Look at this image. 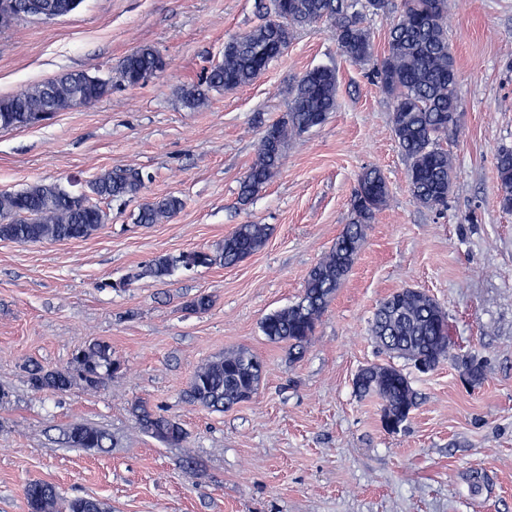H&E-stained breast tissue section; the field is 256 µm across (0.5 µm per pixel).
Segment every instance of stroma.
<instances>
[{
	"instance_id": "35a3bbf8",
	"label": "stroma",
	"mask_w": 512,
	"mask_h": 512,
	"mask_svg": "<svg viewBox=\"0 0 512 512\" xmlns=\"http://www.w3.org/2000/svg\"><path fill=\"white\" fill-rule=\"evenodd\" d=\"M264 20L257 0H82L67 16L0 29V97L71 71L112 82L95 104L0 130V193L38 182L77 192L102 171L134 167L149 177L145 196L184 202L146 227L135 222L138 201H112L89 238L0 241V512H29L23 488L34 481L109 512H512V213L495 167L512 147V0H449L462 117L447 142L455 187L438 211L412 198L371 65L343 56L329 26L297 30L251 84L184 106L182 89ZM144 44L166 65L128 86L120 65ZM317 66L337 72L338 109L293 138L276 176L240 203L262 132ZM366 167L384 174L389 200L303 358L289 362L262 322L297 300L348 223ZM239 224L269 225L264 247L231 267L179 265ZM158 257L175 262L163 281L148 272ZM402 288L448 314L450 354L426 374L371 335L380 300ZM201 293L211 309H188ZM94 341L122 363L103 386L31 387V362L70 368ZM239 348L266 362L257 394L224 413L190 404L194 373ZM465 356L485 363L481 383L467 380ZM389 361L416 393L394 432L379 400L354 388L361 369ZM137 401L178 421L182 444L144 433ZM77 424L105 431L111 447L66 445Z\"/></svg>"
}]
</instances>
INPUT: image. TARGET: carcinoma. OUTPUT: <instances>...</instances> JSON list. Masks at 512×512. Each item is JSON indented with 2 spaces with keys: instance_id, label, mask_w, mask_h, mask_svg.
<instances>
[{
  "instance_id": "carcinoma-1",
  "label": "carcinoma",
  "mask_w": 512,
  "mask_h": 512,
  "mask_svg": "<svg viewBox=\"0 0 512 512\" xmlns=\"http://www.w3.org/2000/svg\"><path fill=\"white\" fill-rule=\"evenodd\" d=\"M391 0H365L366 12L355 9L356 0H270L268 19L236 36L224 46V60L206 71L183 91L182 101L190 109L207 104L212 92L234 90L259 78L281 54L297 28L322 21L332 23L340 52L361 64L376 61L374 75L382 92L391 100V124L402 154L415 202L427 209L443 207L451 194L456 170L454 158L443 141L457 129L453 112L460 108L456 91L457 69L448 43V0H401V8L388 33V53L375 60L374 44L365 25L366 13L384 14ZM165 61L150 45L138 47L121 64V79L129 86L162 69ZM83 73H69L29 86L9 97H0V129L34 126L43 112L56 114L76 105V96L95 103L112 90V84L83 82ZM336 69L319 66L307 71L292 90L288 112L263 131L256 158L240 183V200L247 202L279 172L288 141L322 125L337 108ZM501 207L512 211V149L497 155ZM145 179L136 168L108 170L89 181L86 189L70 192L56 183H35L16 192L0 193V241L19 244L52 243L94 235L108 220L100 203L142 198L136 223L159 224L174 217L183 201L176 196L142 197ZM389 199V186L376 168H366L357 179L351 200V218L336 237L330 251L311 268L299 300L265 317L262 331L274 342L288 344L291 359L299 358L310 343L316 325L327 311L338 289L350 274L366 236V230ZM265 224H239L215 251H190L178 262L185 267L236 265L260 250L269 235ZM173 261L159 257L149 272L159 280L168 277ZM372 335L387 353L403 358L422 372L433 370L448 353L450 325L440 303L424 292H394L385 297L375 314ZM76 371L89 389L98 388L104 374L120 369L110 345L96 342L78 350ZM472 383L484 379L485 365L475 359L462 360ZM265 371L257 354L238 349L201 367L191 378L189 402L211 411H228L257 393ZM29 382L36 390L63 392L73 377L68 370L34 364ZM354 387L362 395L383 402L382 415L403 423L416 404V393L402 369L391 363L363 369ZM133 414L142 429L158 441L176 445L185 439L181 425L135 405ZM109 437L102 431L73 427L66 443L77 448H104ZM29 512H58L56 489L46 482L25 486ZM67 512H107L103 502L75 498Z\"/></svg>"
}]
</instances>
